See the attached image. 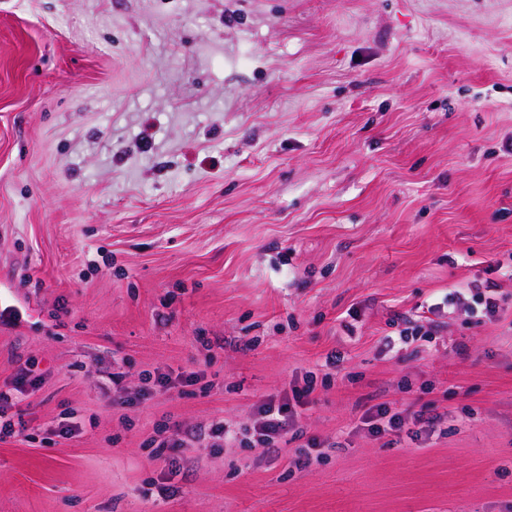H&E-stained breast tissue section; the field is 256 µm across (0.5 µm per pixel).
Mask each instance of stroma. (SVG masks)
I'll use <instances>...</instances> for the list:
<instances>
[{
  "mask_svg": "<svg viewBox=\"0 0 512 512\" xmlns=\"http://www.w3.org/2000/svg\"><path fill=\"white\" fill-rule=\"evenodd\" d=\"M4 303L0 386L86 426L0 443V512H512V0H0ZM309 372L279 455L149 459ZM480 288H457L448 292L445 301H447L448 307L465 306L469 309L474 310L471 302L482 305L483 313L489 320L495 319L496 315L501 309L500 302L504 301L502 298H497L495 295L486 296ZM364 420L369 430L375 434L399 430L404 425L403 418L398 413H391L385 404H380L369 411Z\"/></svg>",
  "mask_w": 512,
  "mask_h": 512,
  "instance_id": "35a3bbf8",
  "label": "stroma"
}]
</instances>
